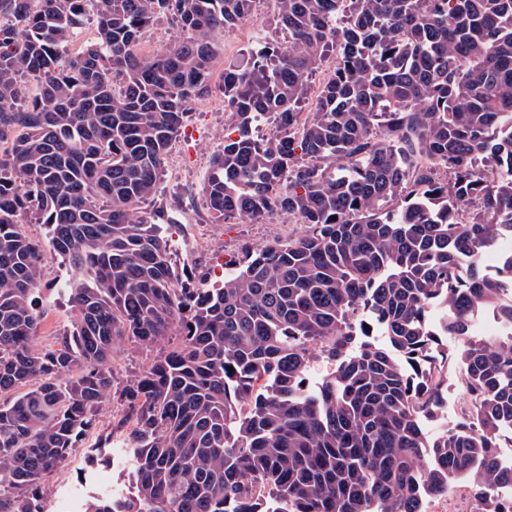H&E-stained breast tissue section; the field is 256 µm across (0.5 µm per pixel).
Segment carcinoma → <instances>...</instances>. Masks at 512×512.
I'll use <instances>...</instances> for the list:
<instances>
[{"label":"carcinoma","instance_id":"obj_1","mask_svg":"<svg viewBox=\"0 0 512 512\" xmlns=\"http://www.w3.org/2000/svg\"><path fill=\"white\" fill-rule=\"evenodd\" d=\"M254 2L0 0V512H45L46 477L111 396L132 482L82 512H421L458 479L480 512H512L495 458L512 259L482 266L512 243V0H277L282 41L224 68L231 130L202 195L215 220L279 212L303 231L187 288L145 205L213 92L211 34ZM166 14L179 37L147 58ZM27 223L75 271L72 329L42 351ZM482 309L502 335L473 334ZM375 331L387 347L349 352ZM441 336L460 344L438 359ZM125 343L152 358L120 386L108 362ZM317 353L334 371L307 389ZM450 370L471 413L431 435L420 419Z\"/></svg>","mask_w":512,"mask_h":512}]
</instances>
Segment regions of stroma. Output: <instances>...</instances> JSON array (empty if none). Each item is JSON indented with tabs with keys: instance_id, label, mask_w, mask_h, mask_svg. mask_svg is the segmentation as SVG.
I'll return each instance as SVG.
<instances>
[{
	"instance_id": "stroma-1",
	"label": "stroma",
	"mask_w": 512,
	"mask_h": 512,
	"mask_svg": "<svg viewBox=\"0 0 512 512\" xmlns=\"http://www.w3.org/2000/svg\"><path fill=\"white\" fill-rule=\"evenodd\" d=\"M253 15L259 23L250 31L238 26L215 33L216 71H223L225 65L242 55L258 53L266 44L278 40L276 0H256ZM230 122V115L211 107L208 100L193 105L167 156L162 191L151 204L160 213V224L170 241L176 266L203 275L208 288L222 278L214 266V256L224 254L232 258L244 247L256 249L274 239L293 238L301 232L299 225L284 223L279 213L259 223L246 219L222 223L211 218L201 187ZM24 230L43 245V289L37 300L43 317L32 340L33 349L40 350L71 326L65 288L74 272L52 248L45 225L28 224ZM122 414L118 401L111 399L104 403L83 447L76 449L64 466L48 476L46 512H78L83 500L98 492L127 489L131 466L124 459L129 437L127 428L120 425ZM105 434L110 437L109 444L96 449L98 437Z\"/></svg>"
}]
</instances>
